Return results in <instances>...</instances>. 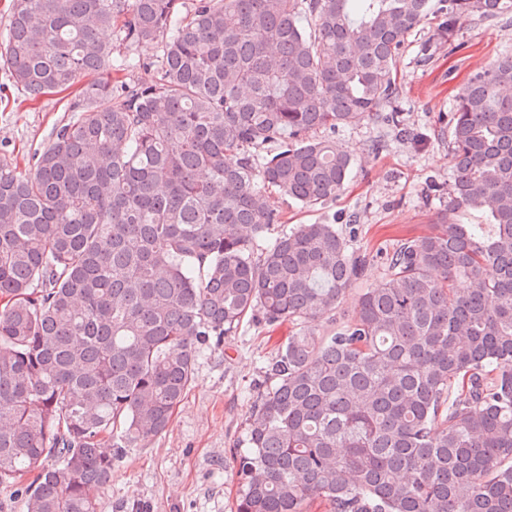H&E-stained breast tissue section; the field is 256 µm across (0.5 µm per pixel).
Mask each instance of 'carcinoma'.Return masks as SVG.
<instances>
[{"mask_svg": "<svg viewBox=\"0 0 512 512\" xmlns=\"http://www.w3.org/2000/svg\"><path fill=\"white\" fill-rule=\"evenodd\" d=\"M429 2L11 0L12 85L76 88L29 172L0 162V484L25 512H97L245 322L292 330L252 385L236 512H512V54L450 106L448 217L385 254L351 320L371 257L336 218L265 241L267 194L310 208L352 178L336 133L401 126ZM508 12L448 0L437 36ZM374 259L375 261L371 262L365 269L362 278L357 281L342 300L338 308V312L342 317L351 318L356 310L357 300L362 292V288H369L380 280L383 273V260L380 258V254Z\"/></svg>", "mask_w": 512, "mask_h": 512, "instance_id": "carcinoma-1", "label": "carcinoma"}]
</instances>
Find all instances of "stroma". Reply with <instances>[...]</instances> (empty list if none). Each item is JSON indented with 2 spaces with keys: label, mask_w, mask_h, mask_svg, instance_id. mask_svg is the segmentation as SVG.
<instances>
[{
  "label": "stroma",
  "mask_w": 512,
  "mask_h": 512,
  "mask_svg": "<svg viewBox=\"0 0 512 512\" xmlns=\"http://www.w3.org/2000/svg\"><path fill=\"white\" fill-rule=\"evenodd\" d=\"M431 5L396 59L404 131L361 118L337 134L357 159L352 179L336 200L315 208L269 194L284 230L329 214L345 225L356 215V246L375 255L438 223L448 197L434 187L447 185L453 166L449 105L477 69L512 53V14L473 21L450 44L437 36L439 0ZM70 98L65 91L25 101L0 66V161L28 171L33 152L68 119ZM288 331L247 326L226 337L223 352L201 354L197 378L168 430L127 449L98 496V512H235L239 478L230 450L244 434L248 390Z\"/></svg>",
  "instance_id": "stroma-1"
}]
</instances>
